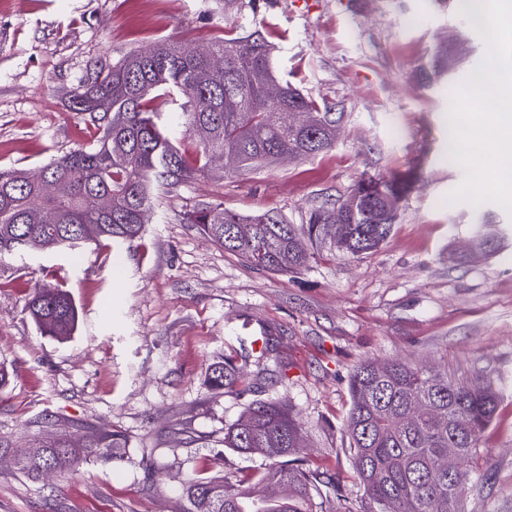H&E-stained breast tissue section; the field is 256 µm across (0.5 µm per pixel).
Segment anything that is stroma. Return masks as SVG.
Segmentation results:
<instances>
[{"instance_id": "stroma-1", "label": "stroma", "mask_w": 512, "mask_h": 512, "mask_svg": "<svg viewBox=\"0 0 512 512\" xmlns=\"http://www.w3.org/2000/svg\"><path fill=\"white\" fill-rule=\"evenodd\" d=\"M261 30L282 79L345 120L332 149L306 161L215 166L159 194L124 263L105 245L32 252L0 266V512H188V478L236 484L267 461L225 447L250 404L274 400L303 430L307 470L340 482L314 512H365L344 424L349 380L365 358L403 359L479 380L498 408L470 464L466 512H512V214L452 200V94L485 45L454 0H0V168L38 173L92 143L67 98L93 69L167 39L202 47ZM459 46L452 78L420 85L438 47ZM418 168L387 241L352 257L314 244L307 266L274 274L199 233L204 204L306 223L365 177ZM503 237L483 259L462 253L475 227ZM58 285L78 310L71 336L40 333L26 302ZM266 351L252 349L255 339ZM234 365L233 389L210 387ZM123 434L124 458L34 480L16 467L43 426ZM236 382V372L231 364L215 362L210 369L209 383L216 389H231Z\"/></svg>"}]
</instances>
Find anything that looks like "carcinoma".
I'll list each match as a JSON object with an SVG mask.
<instances>
[{
	"label": "carcinoma",
	"instance_id": "obj_1",
	"mask_svg": "<svg viewBox=\"0 0 512 512\" xmlns=\"http://www.w3.org/2000/svg\"><path fill=\"white\" fill-rule=\"evenodd\" d=\"M459 53L440 48L419 78L433 83L458 70ZM281 87L276 101L266 85ZM182 110L183 125L198 141V170L225 153L236 155L239 168L265 164L270 154L294 160L314 158L333 147L343 113L334 112L281 81L273 50L256 29L239 38H220L199 53L178 42L163 41L145 52H132L102 66L71 91L68 109L85 114L98 130L93 144L51 161L37 181L22 170L0 169V263L32 250L75 249L89 242L114 244L138 237L159 191L184 182L193 172L160 124L167 107ZM304 112L298 127L288 113ZM415 171L401 177L360 180L333 206L314 210L296 227L280 214L241 215L220 204L203 205L191 223L213 243L236 252L251 264L277 274L294 273L310 259L308 244L330 242L352 256L382 244L395 224L388 199L409 192ZM346 218L339 234L324 231L328 211ZM249 233L240 234V226ZM27 309L39 330L49 336L71 335L77 309L70 294L57 286L37 289ZM361 361L350 379L351 406L346 421L356 477L367 512H464L470 460L490 425L498 397L488 385L461 382L448 373L408 363ZM231 364L211 366L209 383L231 389ZM302 439L296 420L277 402L248 407L224 434V447L267 452L271 463L257 487L228 485L222 479L190 478L184 495L189 512H311L317 482L291 458ZM38 453L19 469L39 479L82 463L116 460L124 438L116 431L83 425L74 437H48L33 444ZM460 452L459 466L448 477V449Z\"/></svg>",
	"mask_w": 512,
	"mask_h": 512
}]
</instances>
